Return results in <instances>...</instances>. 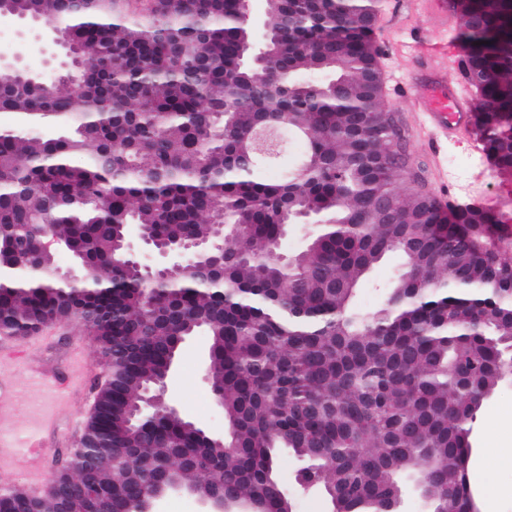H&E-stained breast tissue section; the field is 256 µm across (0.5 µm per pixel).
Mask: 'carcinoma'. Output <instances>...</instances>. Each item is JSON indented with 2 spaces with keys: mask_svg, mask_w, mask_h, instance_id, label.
<instances>
[{
  "mask_svg": "<svg viewBox=\"0 0 512 512\" xmlns=\"http://www.w3.org/2000/svg\"><path fill=\"white\" fill-rule=\"evenodd\" d=\"M371 0H268L267 65L242 55L241 0H156L136 18L123 0H11L9 13L60 24L80 62L53 80L0 72V248L21 267L0 275V335L24 338L66 320L77 282L37 237L49 228L90 265L112 296L81 313L108 358L85 433L106 448L88 474L131 512L154 491L151 462L224 512H296L278 479V450L303 462L298 485L323 493L332 512H402L409 480L432 512L473 508L468 463L482 401L512 377V259L486 249L495 212L443 210L398 184L388 160L382 78ZM460 15L459 70L487 75L473 124L486 155L512 170V0H475ZM45 124L59 135L36 133ZM280 127L274 158L247 134ZM278 178L267 171L289 156ZM394 202L398 223L373 209ZM302 218L318 232L288 264L286 227ZM221 222L250 225L226 274L202 260L200 277L177 273L158 286L147 317L122 225L140 224L165 243L204 240ZM458 247L448 257V242ZM390 253L402 268L383 302L355 307L370 271ZM209 337V369L222 393L233 446L220 462L181 416L132 420L145 391L168 370L177 336ZM59 494L0 493L9 512H87L75 481Z\"/></svg>",
  "mask_w": 512,
  "mask_h": 512,
  "instance_id": "cac0c4a2",
  "label": "carcinoma"
}]
</instances>
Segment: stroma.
<instances>
[{
    "label": "stroma",
    "mask_w": 512,
    "mask_h": 512,
    "mask_svg": "<svg viewBox=\"0 0 512 512\" xmlns=\"http://www.w3.org/2000/svg\"><path fill=\"white\" fill-rule=\"evenodd\" d=\"M426 0H383L379 23L390 31L378 40L380 64L386 83L385 98L404 136L410 167L419 171L423 188L445 204L475 203L501 212L512 211V173L489 165L485 154L473 147V137L449 136L439 143L428 139L422 99L415 90L424 86L432 72L443 69L438 55H421L415 50L428 28ZM17 16L0 13V55L17 59L20 66L40 75L64 68L67 58L54 48L44 33H24ZM403 263L399 255L385 257L371 272L370 281L357 296L364 309L376 308ZM83 339L85 362L74 365L68 350L73 339ZM23 354L0 364V372L16 384L12 399L0 407V423L15 432H26L34 415L52 411L53 429L42 435L45 453L41 458L45 474L63 465L79 443L95 384L105 374L97 349L83 323L70 319L44 328L21 340ZM209 340L198 334L189 337L175 359V371L167 385L166 400L186 420L214 436L223 435L224 413L214 401L204 379L208 364ZM63 381L69 388L65 399L53 400L35 385L37 375ZM469 460L472 489L492 490L494 512H512V462H502L498 453L512 450V383H504L484 401L472 434Z\"/></svg>",
    "instance_id": "35a3bbf8"
}]
</instances>
